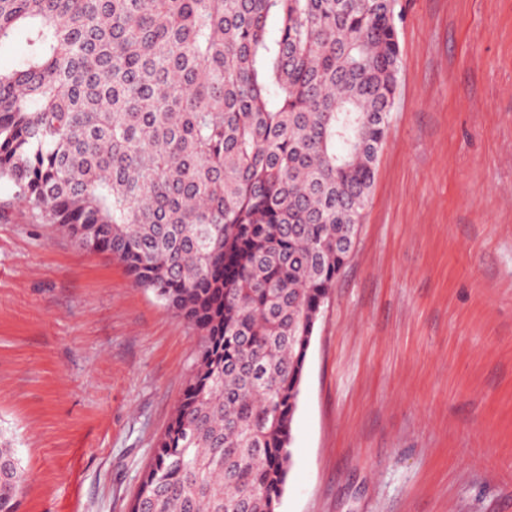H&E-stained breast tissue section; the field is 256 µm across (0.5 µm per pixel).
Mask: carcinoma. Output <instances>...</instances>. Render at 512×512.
<instances>
[{
    "label": "carcinoma",
    "mask_w": 512,
    "mask_h": 512,
    "mask_svg": "<svg viewBox=\"0 0 512 512\" xmlns=\"http://www.w3.org/2000/svg\"><path fill=\"white\" fill-rule=\"evenodd\" d=\"M397 0H0V183L200 336L133 512H277L390 128ZM275 26L269 25L270 19ZM24 478L0 446V512Z\"/></svg>",
    "instance_id": "1"
}]
</instances>
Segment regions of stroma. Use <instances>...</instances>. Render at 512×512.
I'll use <instances>...</instances> for the list:
<instances>
[{
	"label": "stroma",
	"mask_w": 512,
	"mask_h": 512,
	"mask_svg": "<svg viewBox=\"0 0 512 512\" xmlns=\"http://www.w3.org/2000/svg\"><path fill=\"white\" fill-rule=\"evenodd\" d=\"M390 131L308 349L278 512H512V0H398ZM197 332L0 184L19 512H129Z\"/></svg>",
	"instance_id": "1"
}]
</instances>
